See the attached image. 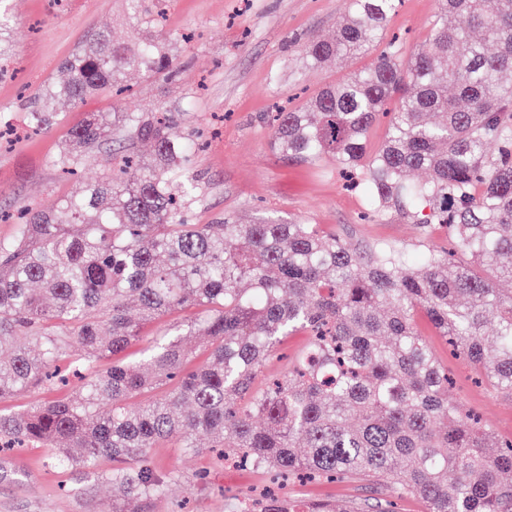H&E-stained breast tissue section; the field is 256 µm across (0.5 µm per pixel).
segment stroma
I'll list each match as a JSON object with an SVG mask.
<instances>
[{"label": "stroma", "mask_w": 512, "mask_h": 512, "mask_svg": "<svg viewBox=\"0 0 512 512\" xmlns=\"http://www.w3.org/2000/svg\"><path fill=\"white\" fill-rule=\"evenodd\" d=\"M348 0H167L159 28L182 70L173 82L144 80L130 74V100L139 110L187 101L178 118L188 134L206 130L214 116L224 118L220 135L208 138L194 155L200 206L194 221L211 224L227 215L242 222L261 210L273 211L333 232L353 246L386 242L413 248L419 231L392 215L364 223L362 193L346 189L333 160L289 161L270 146L267 115L280 100L299 101L328 82L369 67L375 51L343 63L302 69L300 46L313 36L333 34L348 12ZM438 0H402L388 30L406 39L405 50L421 47ZM0 12L11 24L9 77L0 80V113L15 126L35 100L41 86L61 75L64 59L100 29L113 38L134 36L126 0H0ZM116 100L101 94L66 111L63 123L20 136L10 150L0 151V211L20 205L52 208L64 195L108 173L111 150L86 164L79 177L64 178L51 158L70 127L87 113L111 111ZM441 362L455 378L454 399L480 414L502 439L512 438V397L470 378L469 366L448 351L424 315L415 318ZM43 449L13 457L15 473L0 481V512H112V488L90 475L75 480L51 468ZM155 474L168 492L149 512H226L229 498L260 494L277 487L301 501L330 500L347 504L372 498L359 482L312 481L284 486L267 471L218 464L210 449L189 452L177 442L151 448Z\"/></svg>", "instance_id": "obj_1"}]
</instances>
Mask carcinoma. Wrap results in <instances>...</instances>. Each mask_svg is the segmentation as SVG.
Here are the masks:
<instances>
[{
  "instance_id": "obj_1",
  "label": "carcinoma",
  "mask_w": 512,
  "mask_h": 512,
  "mask_svg": "<svg viewBox=\"0 0 512 512\" xmlns=\"http://www.w3.org/2000/svg\"><path fill=\"white\" fill-rule=\"evenodd\" d=\"M164 0H128V42L102 30L76 46L64 77L25 113L41 131L61 107L124 91L130 71L176 79L153 29ZM400 0H350L329 38L302 44L307 67L380 47L373 63L326 83L269 121L293 161L331 158L357 180L377 218L420 225L418 253L351 247L313 224L261 216L192 224L195 143L176 113L123 103L74 127L53 168L74 174L104 146L118 166L53 209L17 208L0 239V401L54 384L65 396L0 412V451L26 443L50 464L123 493L112 512H145L166 494L149 463L155 443L197 439L257 469L331 480L359 477L425 512H512V441L451 398L448 372L414 326L423 313L459 358L512 395V0H440L427 47L387 38ZM388 118L385 140L369 133ZM453 232L454 255L431 243ZM194 309L140 357L126 351L155 318ZM493 328H488L489 315ZM306 345L261 379L286 339ZM28 342L20 344L17 337ZM198 365L185 370L187 361ZM234 512H361L287 496L244 499Z\"/></svg>"
}]
</instances>
